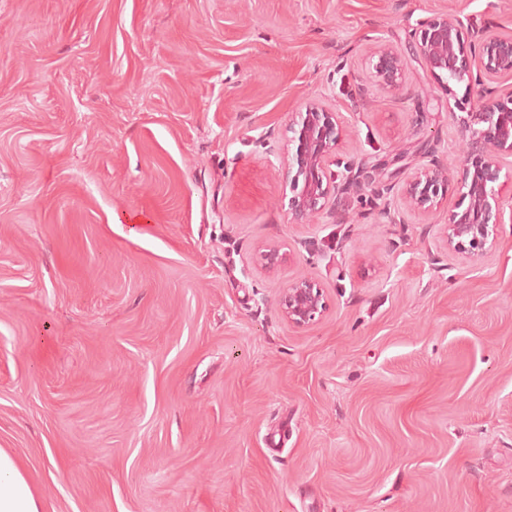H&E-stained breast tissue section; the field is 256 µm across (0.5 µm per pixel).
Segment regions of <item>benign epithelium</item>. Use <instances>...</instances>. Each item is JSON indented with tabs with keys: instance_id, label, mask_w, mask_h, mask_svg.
<instances>
[{
	"instance_id": "obj_1",
	"label": "benign epithelium",
	"mask_w": 512,
	"mask_h": 512,
	"mask_svg": "<svg viewBox=\"0 0 512 512\" xmlns=\"http://www.w3.org/2000/svg\"><path fill=\"white\" fill-rule=\"evenodd\" d=\"M413 54L445 87L465 84L477 91L478 107L456 117L465 132L464 160L456 171L458 204L448 212L442 237L446 247L462 256L482 254L496 245L498 227L512 223V194L505 197L496 186L504 160L512 158V88L501 79L512 78V28L484 24L465 36L463 21L444 11L418 23L413 33ZM367 79L378 88L394 91L402 84L405 58L400 50L380 40L366 59ZM288 169L293 195L289 213L293 223L307 224L325 210L345 219V198L371 187L382 176L378 168H346L339 176L332 166L347 136L344 117L328 101L312 99L295 113L289 125ZM450 168L430 154L399 189L404 208L426 220L437 211L448 191ZM280 309L288 324L304 328L327 309L323 289L301 278L283 289Z\"/></svg>"
}]
</instances>
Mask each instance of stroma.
<instances>
[{"label": "stroma", "instance_id": "1", "mask_svg": "<svg viewBox=\"0 0 512 512\" xmlns=\"http://www.w3.org/2000/svg\"><path fill=\"white\" fill-rule=\"evenodd\" d=\"M447 9L512 27V0H0V448L45 512H512V224L465 258L381 215L425 153L460 167L465 87L412 56L366 85V51ZM312 99L383 172L343 224L288 212ZM302 275L328 310L295 329ZM280 309L290 326L307 327L326 312L323 289L310 279H298L283 289Z\"/></svg>", "mask_w": 512, "mask_h": 512}]
</instances>
